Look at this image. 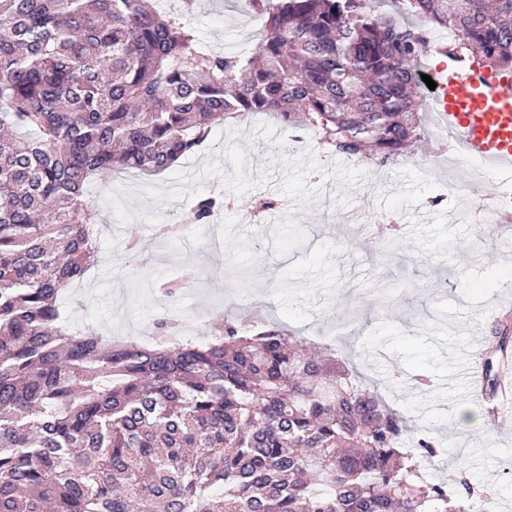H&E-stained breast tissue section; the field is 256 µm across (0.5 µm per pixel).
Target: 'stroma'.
<instances>
[{"instance_id":"1","label":"stroma","mask_w":512,"mask_h":512,"mask_svg":"<svg viewBox=\"0 0 512 512\" xmlns=\"http://www.w3.org/2000/svg\"><path fill=\"white\" fill-rule=\"evenodd\" d=\"M225 0H195L186 19L209 49L255 46ZM418 142L385 159L333 151L278 116L252 114L215 128L197 152L169 172L95 176L86 196L105 231L102 260L67 291L74 327L112 334L120 308L131 338L171 316L185 328L227 321H278L305 341L336 347L370 378L412 426L446 455L441 477L466 475L488 512L512 503V443L462 426L480 406L446 388L452 361L470 333L489 337L512 315V223L493 206L512 180L477 177L455 156L435 113L420 115ZM454 181L447 201L439 187ZM223 191L228 207L186 238L156 233L165 214L181 221L193 196ZM279 202L265 219L252 199ZM139 241L148 262L127 252ZM205 267V308L194 288L168 299L156 283ZM432 385L422 391L413 377Z\"/></svg>"}]
</instances>
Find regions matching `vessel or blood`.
<instances>
[{
	"label": "vessel or blood",
	"mask_w": 512,
	"mask_h": 512,
	"mask_svg": "<svg viewBox=\"0 0 512 512\" xmlns=\"http://www.w3.org/2000/svg\"><path fill=\"white\" fill-rule=\"evenodd\" d=\"M431 109L468 156L499 172L512 171L511 81L480 80L464 67H448L437 79ZM509 418L512 397L504 395L483 429L499 432Z\"/></svg>",
	"instance_id": "b4317fda"
}]
</instances>
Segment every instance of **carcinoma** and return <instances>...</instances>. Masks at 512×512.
Returning <instances> with one entry per match:
<instances>
[{"label":"carcinoma","mask_w":512,"mask_h":512,"mask_svg":"<svg viewBox=\"0 0 512 512\" xmlns=\"http://www.w3.org/2000/svg\"><path fill=\"white\" fill-rule=\"evenodd\" d=\"M158 0H0V512H465L463 477L330 348L227 322L146 344L75 334L62 292L101 260L85 185L172 168L210 127L269 112L339 153L417 138V22L449 58L512 68V0H247L265 36L210 52ZM223 198L194 197L205 222ZM194 279L160 283L167 296ZM506 337L488 342L487 390Z\"/></svg>","instance_id":"obj_1"}]
</instances>
